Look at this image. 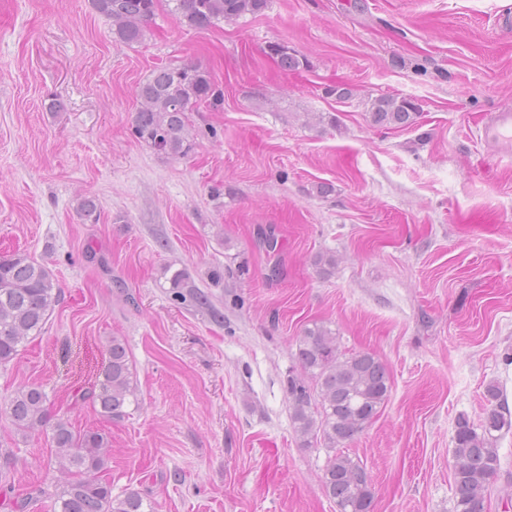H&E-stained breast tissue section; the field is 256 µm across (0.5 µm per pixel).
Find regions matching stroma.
<instances>
[{"instance_id": "35a3bbf8", "label": "stroma", "mask_w": 512, "mask_h": 512, "mask_svg": "<svg viewBox=\"0 0 512 512\" xmlns=\"http://www.w3.org/2000/svg\"><path fill=\"white\" fill-rule=\"evenodd\" d=\"M509 16L512 0H269L193 29L162 6L130 45L90 0H0V252L45 263L61 291L0 367V400L35 383L54 414L103 430L113 495L153 512H338L330 451L296 435L285 388L318 323L390 375L344 447L373 512H452L457 416L480 422L490 383L512 409V155L482 131L512 107ZM273 43L307 67L281 71ZM186 62L222 98L194 106L191 152L166 157L133 132L135 90ZM339 83L356 97L337 101ZM380 95L416 99L417 126L372 125ZM170 267L210 307L174 300ZM114 336L139 404L109 423L88 394ZM497 448L485 512H512V431ZM0 454V512H47L67 479L50 428L18 435L0 410Z\"/></svg>"}]
</instances>
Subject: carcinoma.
Wrapping results in <instances>:
<instances>
[{"instance_id":"obj_1","label":"carcinoma","mask_w":512,"mask_h":512,"mask_svg":"<svg viewBox=\"0 0 512 512\" xmlns=\"http://www.w3.org/2000/svg\"><path fill=\"white\" fill-rule=\"evenodd\" d=\"M93 10L109 21L112 36L137 44L145 39L160 0H90ZM180 22L205 29L245 14L256 15L268 0H168ZM268 54L285 72L297 71L302 59L281 44L268 46ZM141 107L135 112L136 137L156 152L181 157L191 149L188 112L200 102H217L221 93L211 76L194 63L156 69L135 90ZM370 121L387 128H411L420 116L419 103L410 97L380 96L371 102ZM174 297L203 307L208 296L185 272L170 278ZM60 299L52 271L25 254L0 257V367L12 364L23 343L40 335ZM294 356L301 374L287 379L290 417L295 433L309 444L332 451L322 484L339 512H372L371 476L359 460L342 446L363 432L388 400L391 381L385 365L369 351L341 353L336 337L322 325L303 330L296 338ZM498 387L485 389L488 406L479 424L461 414L452 437L453 512H484L490 480L499 468L497 433L512 430V413L496 404ZM92 400L104 419L122 420L138 404V387L129 352L122 339L112 337L107 359L92 390ZM48 394L40 385L19 387L0 404L16 432L22 436L37 426L51 430L52 447L70 479L49 499L50 512H153L145 508L139 492L112 496L104 478L107 437L99 430L76 431L71 423L51 414Z\"/></svg>"}]
</instances>
